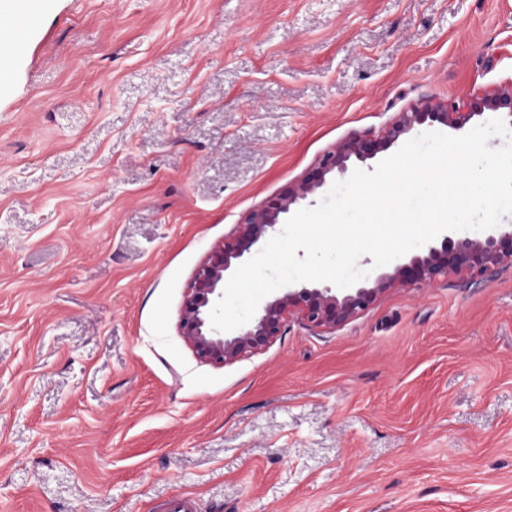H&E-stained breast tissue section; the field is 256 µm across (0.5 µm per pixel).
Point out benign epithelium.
Masks as SVG:
<instances>
[{"label":"benign epithelium","instance_id":"benign-epithelium-1","mask_svg":"<svg viewBox=\"0 0 512 512\" xmlns=\"http://www.w3.org/2000/svg\"><path fill=\"white\" fill-rule=\"evenodd\" d=\"M486 110L502 111L512 118V87L478 94L465 108L454 102L415 104L398 113L382 136H356L340 143L301 179L247 213L233 233L211 249L186 288L179 330L196 358L212 365L232 364L269 347L283 335L291 318L310 328L333 330L392 288L429 286L450 275L476 281L500 267L512 266V225L501 224L465 238L446 235L360 285L339 289L317 283L288 285L263 298L252 319L235 330L218 331L210 321V311L235 270L279 232L297 207L313 204L328 178L345 173L350 162L374 158L417 126L437 122L459 130Z\"/></svg>","mask_w":512,"mask_h":512}]
</instances>
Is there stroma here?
<instances>
[{"instance_id":"1","label":"stroma","mask_w":512,"mask_h":512,"mask_svg":"<svg viewBox=\"0 0 512 512\" xmlns=\"http://www.w3.org/2000/svg\"><path fill=\"white\" fill-rule=\"evenodd\" d=\"M512 86V0H43L0 81V512H512V266L200 362L241 218ZM196 500L184 493L157 503L152 512H198Z\"/></svg>"}]
</instances>
